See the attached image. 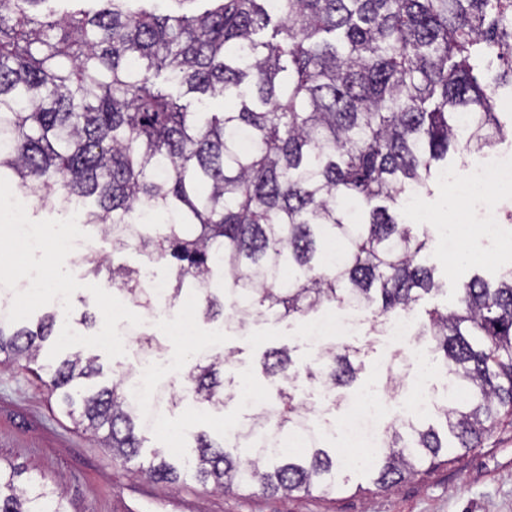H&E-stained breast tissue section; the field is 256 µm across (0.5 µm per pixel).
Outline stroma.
<instances>
[{
    "label": "stroma",
    "instance_id": "35a3bbf8",
    "mask_svg": "<svg viewBox=\"0 0 512 512\" xmlns=\"http://www.w3.org/2000/svg\"><path fill=\"white\" fill-rule=\"evenodd\" d=\"M491 159L487 151L463 160L449 156L452 180L437 186L433 195L418 198L403 214L405 222L431 237L428 261L435 268L436 279L444 285L442 291L420 301L416 318H424L427 309L452 304L460 285L473 274L492 281L512 272V232L505 228L506 214L512 211V191L466 198L468 223L499 224L503 230L492 236L480 235L470 253L453 260L448 257L446 229L456 222L449 202L458 196L470 169ZM85 231L93 250L105 256L108 263L138 270L145 278H169V268L154 261L147 251L133 246L113 251L112 239L103 226L89 225ZM65 266L82 284L72 296L69 317L70 325L81 334L85 331L79 323L82 314H100L89 284L106 287L112 294L117 288L108 283L106 275L91 274L80 257H71ZM181 317L194 324V341L169 335V319ZM304 327V321L285 320L257 322L240 329L179 308L144 318L137 326L120 322V333L129 337L126 353L113 360L100 355L102 373L97 384L108 386L121 373L137 372L144 362L140 344L148 340L161 363L153 382L165 386L171 398L159 409L155 422L143 431L140 459L129 462L114 458L111 449L100 447L90 434L77 428L63 412L58 398L26 370L0 365V462H11L44 476L50 487L62 491L68 512H512L511 425L499 428L474 451L449 450L446 464L388 491L375 486L372 471L359 466L358 460L366 450L349 446L343 425L363 394L375 395L378 409L390 423L409 419L410 393L427 391L438 404L448 397L445 369L423 376L418 366L396 356L394 345L385 335L370 332L365 320L344 337L345 342L363 350V369L352 387L327 394L302 378L295 384L296 395L307 407L327 410L334 422L336 446L348 479L342 493L325 497L300 492L284 500L246 487L227 494L190 477L172 485L138 475L141 460L149 459L153 450H164L176 460L187 455L186 444L195 433L205 430L220 434L229 423L241 421L242 415L234 405L214 412L187 390L184 376L203 355L216 350L232 352L233 361L224 371L225 378L234 379L242 391H264L268 381L262 362L267 349L290 348L294 368L300 372L317 358L316 349L304 338Z\"/></svg>",
    "mask_w": 512,
    "mask_h": 512
}]
</instances>
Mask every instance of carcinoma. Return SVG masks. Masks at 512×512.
<instances>
[{
    "label": "carcinoma",
    "mask_w": 512,
    "mask_h": 512,
    "mask_svg": "<svg viewBox=\"0 0 512 512\" xmlns=\"http://www.w3.org/2000/svg\"><path fill=\"white\" fill-rule=\"evenodd\" d=\"M49 0H0V177L20 190L90 203L85 223L112 221L114 249L135 243L172 272L175 307L189 290L204 318L301 319L325 304L372 314L371 330L411 315L441 290L423 253L428 236L402 222L411 198L433 194L448 152H479L512 131L493 104L512 86V0H91L55 14ZM232 106L205 111L206 100ZM469 113L472 125H459ZM109 280L142 299L139 272ZM224 288H211L214 278ZM418 338L455 391L443 431L392 423L374 449L383 490L439 464L443 449L481 447L512 425V274H475L455 304L425 311ZM57 314L32 329L0 320V355L45 381L74 423L112 454L140 456L142 420L123 386L95 388L96 358L38 361ZM361 348L332 345L304 375L333 391L362 370ZM229 356L185 381L219 409ZM291 349L264 355L275 431L257 417L213 440L195 436L177 468L226 493L284 498L344 489L330 435L296 447L303 420ZM0 464V512H68L64 497Z\"/></svg>",
    "instance_id": "obj_1"
}]
</instances>
